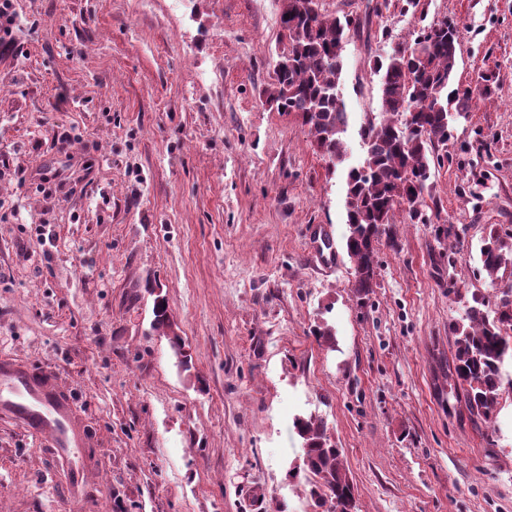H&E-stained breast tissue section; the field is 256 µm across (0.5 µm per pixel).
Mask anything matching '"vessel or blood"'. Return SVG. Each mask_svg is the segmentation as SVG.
<instances>
[{
  "instance_id": "1",
  "label": "vessel or blood",
  "mask_w": 512,
  "mask_h": 512,
  "mask_svg": "<svg viewBox=\"0 0 512 512\" xmlns=\"http://www.w3.org/2000/svg\"><path fill=\"white\" fill-rule=\"evenodd\" d=\"M313 243L327 266H334L336 251L332 236L322 226L312 230ZM0 415L19 424L27 433L46 441L59 468L68 479L62 492L79 499L86 489L88 473L82 450L88 437L82 431L70 397L54 376L24 362L0 357Z\"/></svg>"
}]
</instances>
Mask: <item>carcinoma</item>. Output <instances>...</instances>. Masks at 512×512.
I'll use <instances>...</instances> for the list:
<instances>
[{
  "label": "carcinoma",
  "mask_w": 512,
  "mask_h": 512,
  "mask_svg": "<svg viewBox=\"0 0 512 512\" xmlns=\"http://www.w3.org/2000/svg\"><path fill=\"white\" fill-rule=\"evenodd\" d=\"M311 3L281 0L289 57L273 69L272 82L265 89L266 103L277 112L296 114L308 127L316 148L334 160L344 152L342 135L348 124L346 110L336 102L346 32L361 31L370 18L316 14L308 9ZM459 44L455 24H434L376 62L388 118L365 124L366 157L361 167L346 175L345 249L354 264L360 295L373 287L375 248L396 213L423 218L421 208L432 170L448 161L436 146L448 142L455 124L468 116L476 99L492 93L490 76L478 88L454 85ZM480 258L492 277L512 263V242L492 228L483 240ZM488 307L485 296L474 294L461 321L450 325L454 351L448 387L464 397L471 415L491 424L499 412L502 366L512 358V286L499 289L494 312ZM167 310L164 296L156 295L153 329H168ZM294 427L302 439L304 470L313 479V506L320 512H355L347 461L331 440L326 423L311 415L296 418Z\"/></svg>",
  "instance_id": "cac0c4a2"
}]
</instances>
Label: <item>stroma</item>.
Wrapping results in <instances>:
<instances>
[{"label":"stroma","mask_w":512,"mask_h":512,"mask_svg":"<svg viewBox=\"0 0 512 512\" xmlns=\"http://www.w3.org/2000/svg\"><path fill=\"white\" fill-rule=\"evenodd\" d=\"M325 0L349 33L345 152L271 110L280 0H13L0 54V356L56 373L92 485L54 488L45 442L0 420V512H313L297 416L325 421L356 512H512V362L495 425L449 395L450 323L490 225L512 233V0ZM456 23L455 73L495 75L396 215L368 294L345 249V173L380 120L376 59ZM329 226L323 267L310 228ZM455 225L460 244L435 229ZM53 240L41 244L40 232ZM161 290L192 358L151 327ZM328 324L331 342L316 340Z\"/></svg>","instance_id":"stroma-1"}]
</instances>
